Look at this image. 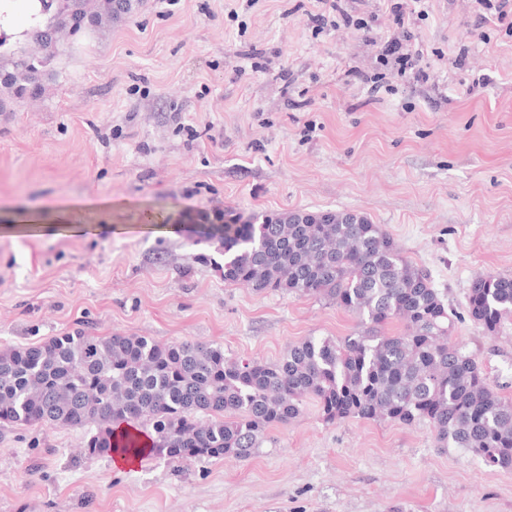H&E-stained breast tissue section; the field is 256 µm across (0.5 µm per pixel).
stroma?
Returning a JSON list of instances; mask_svg holds the SVG:
<instances>
[{"label":"stroma","mask_w":512,"mask_h":512,"mask_svg":"<svg viewBox=\"0 0 512 512\" xmlns=\"http://www.w3.org/2000/svg\"><path fill=\"white\" fill-rule=\"evenodd\" d=\"M426 11L400 27L388 0H144L64 39L43 98L0 112V351L79 330L275 363L358 335L327 298L225 282L190 223L351 211L429 271L450 342L512 399V324L468 304L476 275L512 277V34L475 0ZM392 42L425 46L428 82L383 64ZM90 435L0 423V512H512V469L311 398L246 460L120 468Z\"/></svg>","instance_id":"stroma-1"}]
</instances>
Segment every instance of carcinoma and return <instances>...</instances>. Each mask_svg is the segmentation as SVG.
<instances>
[{"label":"carcinoma","mask_w":512,"mask_h":512,"mask_svg":"<svg viewBox=\"0 0 512 512\" xmlns=\"http://www.w3.org/2000/svg\"><path fill=\"white\" fill-rule=\"evenodd\" d=\"M36 32L49 50L0 55V112L38 100L62 33L105 27L134 14L140 0H54ZM292 224L304 212L263 222L202 224L197 233L229 255L224 281L301 297L322 296L357 314L364 333L336 343L311 338L278 363H239L212 344L159 345L144 336L82 331L0 352V421L95 427L90 455L119 451L188 462L249 458L263 432L286 424L311 397L329 421H428L442 448H463L512 468V400L494 392L474 356L448 343V306L427 270L409 263L380 225L350 212ZM471 318L494 331L512 322V277L472 280ZM406 331L380 327L392 320Z\"/></svg>","instance_id":"carcinoma-1"}]
</instances>
